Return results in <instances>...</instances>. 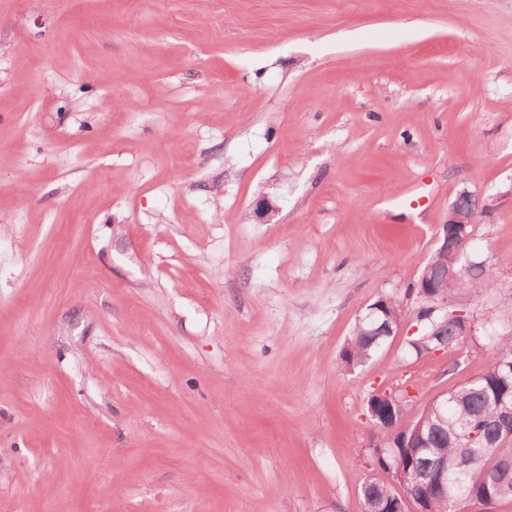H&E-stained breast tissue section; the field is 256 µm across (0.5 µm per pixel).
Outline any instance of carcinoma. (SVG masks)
<instances>
[{
	"label": "carcinoma",
	"mask_w": 512,
	"mask_h": 512,
	"mask_svg": "<svg viewBox=\"0 0 512 512\" xmlns=\"http://www.w3.org/2000/svg\"><path fill=\"white\" fill-rule=\"evenodd\" d=\"M458 265L465 271L448 280L447 290L479 288L495 283V272L486 261H476L462 252ZM368 322L355 325L342 350L343 361L358 367L365 364L384 344L386 337L369 336ZM512 407V345L500 348L487 370L478 378L427 404L417 419L430 433V447H419L412 433L386 432V453L371 457V465L387 470L401 465L406 470L426 472L422 488L414 491L413 502L425 512H457L455 501L476 500L490 505L512 499V437L503 433L490 448H477L458 440L451 431H478L495 422L502 409ZM463 462L465 466L448 470V483H440V465ZM364 512H389L397 508L398 492L372 477L360 487Z\"/></svg>",
	"instance_id": "cac0c4a2"
}]
</instances>
